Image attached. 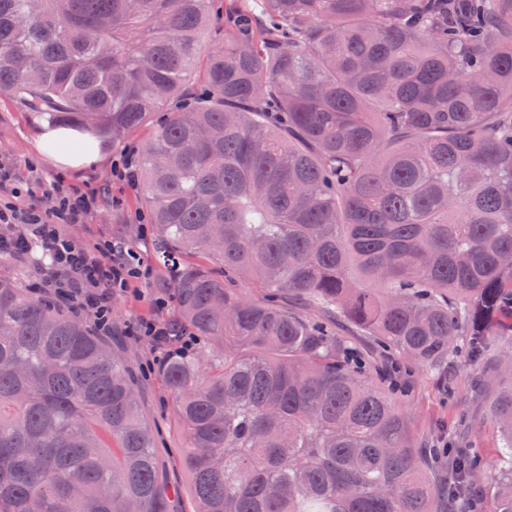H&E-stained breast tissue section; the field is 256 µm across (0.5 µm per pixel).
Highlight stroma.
Returning a JSON list of instances; mask_svg holds the SVG:
<instances>
[{
    "label": "stroma",
    "instance_id": "35a3bbf8",
    "mask_svg": "<svg viewBox=\"0 0 512 512\" xmlns=\"http://www.w3.org/2000/svg\"><path fill=\"white\" fill-rule=\"evenodd\" d=\"M42 129L31 114L21 111L7 96H0V162L12 166L19 181L26 183L31 197H41L56 178L66 185L95 191L97 201L86 223L65 224L61 230L79 247L93 248L100 239L109 238L137 252L144 265L155 266L156 254L152 236H141L137 217L142 214L140 188L131 186L112 172L122 150H142L141 138L126 140L122 150L99 152L95 163L69 166L49 151H42ZM160 289L157 280L132 285L112 301V321L116 334L112 348L127 356L138 372L139 404L152 424L156 446L167 474L177 479L182 512H191V484L179 454L182 432L173 415L164 386L156 374H143L146 365L156 364L160 351L144 338H126L122 330L130 320L169 319L172 307L157 308L155 297ZM409 395L404 403L410 429L426 447L435 448L441 442L453 447L472 444L480 454L488 472L499 466L498 438L485 423L483 401L463 385L449 382L441 385L422 370L408 376Z\"/></svg>",
    "mask_w": 512,
    "mask_h": 512
}]
</instances>
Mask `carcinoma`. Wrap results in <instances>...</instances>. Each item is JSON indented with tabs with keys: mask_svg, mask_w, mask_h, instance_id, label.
<instances>
[{
	"mask_svg": "<svg viewBox=\"0 0 512 512\" xmlns=\"http://www.w3.org/2000/svg\"><path fill=\"white\" fill-rule=\"evenodd\" d=\"M0 94L107 149L166 113L141 203L205 352L159 366L195 512H438L434 452L335 325L443 383L512 343V0H0ZM495 377L498 472L460 455L447 490L512 512ZM132 507L177 512L131 364L1 272L0 512Z\"/></svg>",
	"mask_w": 512,
	"mask_h": 512,
	"instance_id": "1",
	"label": "carcinoma"
}]
</instances>
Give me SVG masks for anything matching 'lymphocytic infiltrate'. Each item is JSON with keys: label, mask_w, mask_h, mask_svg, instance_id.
Instances as JSON below:
<instances>
[{"label": "lymphocytic infiltrate", "mask_w": 512, "mask_h": 512, "mask_svg": "<svg viewBox=\"0 0 512 512\" xmlns=\"http://www.w3.org/2000/svg\"><path fill=\"white\" fill-rule=\"evenodd\" d=\"M23 192L12 170L0 165V224L17 228L12 236L0 237V256L22 258L40 249L44 262L37 291L71 312L89 315L97 334L111 335L113 295L149 280L151 270L134 251L117 250L107 241L90 252L61 232V225L86 222L94 194L57 182L48 190L47 202L21 208L15 200Z\"/></svg>", "instance_id": "obj_1"}]
</instances>
